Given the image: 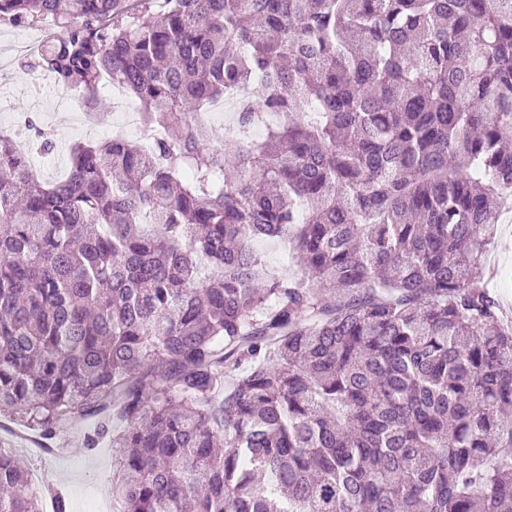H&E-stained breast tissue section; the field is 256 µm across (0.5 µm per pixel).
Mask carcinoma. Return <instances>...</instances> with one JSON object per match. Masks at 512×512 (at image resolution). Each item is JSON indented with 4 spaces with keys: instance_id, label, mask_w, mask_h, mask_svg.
<instances>
[{
    "instance_id": "cac0c4a2",
    "label": "carcinoma",
    "mask_w": 512,
    "mask_h": 512,
    "mask_svg": "<svg viewBox=\"0 0 512 512\" xmlns=\"http://www.w3.org/2000/svg\"><path fill=\"white\" fill-rule=\"evenodd\" d=\"M139 146L0 135V414L112 435L115 512H512V0H0ZM247 90L228 150L193 113ZM263 112L285 119L256 140ZM262 240L298 273L269 266ZM0 512H43L0 448ZM494 239L484 254L486 271L492 273L489 290L512 317V200L502 202L494 224Z\"/></svg>"
}]
</instances>
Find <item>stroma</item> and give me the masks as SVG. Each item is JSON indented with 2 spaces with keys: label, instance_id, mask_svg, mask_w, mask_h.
I'll return each instance as SVG.
<instances>
[{
  "label": "stroma",
  "instance_id": "35a3bbf8",
  "mask_svg": "<svg viewBox=\"0 0 512 512\" xmlns=\"http://www.w3.org/2000/svg\"><path fill=\"white\" fill-rule=\"evenodd\" d=\"M18 27L0 24V131L15 128L17 120L33 122L36 127L53 132L55 148L51 154L38 155L39 142L31 132L23 141L32 155L35 173L45 181L60 175L69 161V148L79 141H104L125 127L124 113L107 109L94 129H87L80 119L79 98L57 89L51 78L39 70L21 68L32 58L31 47L18 41ZM495 234L483 262L492 274L490 291L508 314L512 315V200L502 202L494 226ZM93 427L85 420L56 438L36 439L34 431L7 416L0 417V446L15 449L19 462L29 473H42L44 487L62 490L69 512H96L100 497L111 495L116 469L112 463L110 438L88 448L86 436Z\"/></svg>",
  "mask_w": 512,
  "mask_h": 512
}]
</instances>
